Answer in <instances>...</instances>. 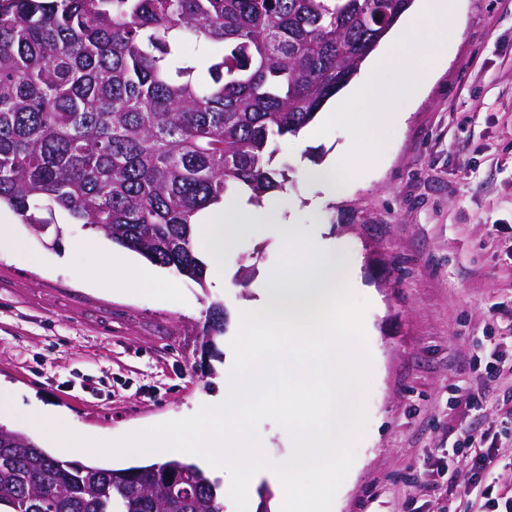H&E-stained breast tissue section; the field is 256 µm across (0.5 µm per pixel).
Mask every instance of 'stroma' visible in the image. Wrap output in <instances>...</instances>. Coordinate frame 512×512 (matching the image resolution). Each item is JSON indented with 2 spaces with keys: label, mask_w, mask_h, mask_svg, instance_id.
Wrapping results in <instances>:
<instances>
[{
  "label": "stroma",
  "mask_w": 512,
  "mask_h": 512,
  "mask_svg": "<svg viewBox=\"0 0 512 512\" xmlns=\"http://www.w3.org/2000/svg\"><path fill=\"white\" fill-rule=\"evenodd\" d=\"M455 11L462 32L445 43L436 76L405 105L382 158L335 199L310 209L307 169L346 130L276 142L289 164L287 216L344 238L370 302L366 428L335 512H475L453 482L471 466L459 431L512 435V382L490 388L481 410L464 401L484 370L473 353L495 348L512 363V0H456ZM0 215L36 259L0 251V385L15 430L41 405L102 441L193 415L223 384V338L199 341L210 307L234 315L279 256L273 235L248 231L224 255L226 287L162 268L164 294H107L81 276L99 262L104 234L59 213L62 235L37 236L9 208ZM78 238L85 248L71 250ZM438 457L447 467L432 466Z\"/></svg>",
  "instance_id": "stroma-1"
}]
</instances>
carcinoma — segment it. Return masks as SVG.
<instances>
[{
  "label": "carcinoma",
  "instance_id": "cac0c4a2",
  "mask_svg": "<svg viewBox=\"0 0 512 512\" xmlns=\"http://www.w3.org/2000/svg\"><path fill=\"white\" fill-rule=\"evenodd\" d=\"M412 3L0 0V204L36 233V213L63 212L202 285L201 213L283 189L270 145L311 123ZM223 333L217 303L202 336ZM0 512H224V493L193 463L67 462L0 424Z\"/></svg>",
  "mask_w": 512,
  "mask_h": 512
}]
</instances>
